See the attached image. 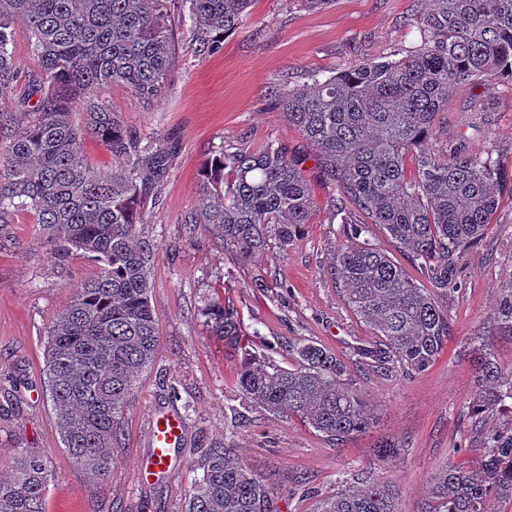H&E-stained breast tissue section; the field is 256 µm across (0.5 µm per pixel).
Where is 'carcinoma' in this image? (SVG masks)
Masks as SVG:
<instances>
[{
    "instance_id": "carcinoma-1",
    "label": "carcinoma",
    "mask_w": 512,
    "mask_h": 512,
    "mask_svg": "<svg viewBox=\"0 0 512 512\" xmlns=\"http://www.w3.org/2000/svg\"><path fill=\"white\" fill-rule=\"evenodd\" d=\"M250 0H0V90L19 81L26 95L0 103V232L23 208L37 218L50 256L81 253L99 269L55 318L42 369L56 427L76 466L104 482L126 408L140 375L154 362L159 332L149 296L150 245L139 227L167 180L179 139L148 145L97 93L130 88L145 103L166 89L179 62L171 15L193 19L199 58L219 54L238 29ZM24 15L38 68L15 59V17ZM415 24L417 48L399 59L362 61L324 80L281 93L274 106L314 150L322 175L336 185L331 201L342 224L334 275L347 307L375 340L355 351L353 365L387 376L428 370L451 335L448 310L435 296L454 286V265L477 246L500 198H512V168L493 152L435 149L448 96L462 84L512 78V0H427ZM79 111L83 121L72 119ZM93 137L112 154V175L84 162ZM232 178L224 180V171ZM203 191L185 224L202 223L224 241L238 264L256 262L273 243L287 250L316 207L301 164L273 143L259 150L220 152L202 169ZM364 220L356 223L352 212ZM379 228L418 267L431 288L419 287L370 240ZM210 333L241 352L234 380L242 404L226 417L241 426L261 409L298 418L338 445L365 432L374 416L353 385L351 366L307 340L288 343L283 367L243 347L241 320L218 302L202 310ZM490 336L512 337V283L500 297ZM477 391L471 417L512 414V371L496 362L483 339L471 357ZM484 457L467 470L441 467L428 486L430 512H500L512 502V424L482 434ZM54 473L47 459L14 458L0 478V512H46ZM312 512H400L399 492L364 476ZM185 512H276L269 488L229 448L202 458V475Z\"/></svg>"
}]
</instances>
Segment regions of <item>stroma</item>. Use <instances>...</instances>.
<instances>
[{"label":"stroma","instance_id":"stroma-1","mask_svg":"<svg viewBox=\"0 0 512 512\" xmlns=\"http://www.w3.org/2000/svg\"><path fill=\"white\" fill-rule=\"evenodd\" d=\"M422 5L331 0L316 9L306 0H251L243 24L225 36L223 51L203 60L189 47L190 20L177 13L172 24L180 60L165 93L148 105L123 86L102 94V102L121 112L141 138L169 132L180 138L160 200L141 226L152 247L158 354L125 411L112 472L96 483L72 463L59 439L41 369L53 320L98 267L79 254L55 262L35 232L32 213L18 212L0 234V475L18 454H36L55 474L46 512H184L187 491L202 474V449L221 444L269 486L279 512H311L316 498L335 494L341 478L368 471L398 489L401 512H425L426 488L440 467L479 463L482 441L469 432L477 390L469 351L512 283V198L501 197L481 244L459 262L457 289L438 300L452 334L434 365L411 379L356 372L354 382L375 423L344 445L262 410L250 412L236 431L227 430L224 415L240 401L233 383L239 359L209 336L201 315L209 302L230 305L251 348L284 367L293 339H310L347 357L373 341L333 277L340 226L328 202L335 187L316 168L310 144L270 103L306 83L309 74L325 78L359 61L393 60L414 49L420 42L414 19ZM482 101L493 108L492 124L469 109ZM268 142L300 160L317 208L288 250L271 247L243 268L221 239L202 229L189 234L185 221L206 159ZM438 143L474 154L491 148L512 166V78L460 86L448 100ZM257 278L264 289L252 288ZM163 413L183 416L182 442L168 472L143 481L138 472L151 452L149 426ZM386 440L400 443L401 453L374 457V447Z\"/></svg>","mask_w":512,"mask_h":512}]
</instances>
